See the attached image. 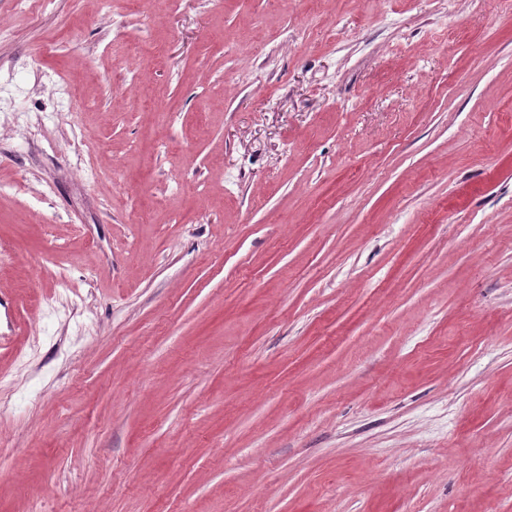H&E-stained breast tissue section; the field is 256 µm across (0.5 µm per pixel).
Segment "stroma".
<instances>
[{
	"instance_id": "1",
	"label": "stroma",
	"mask_w": 512,
	"mask_h": 512,
	"mask_svg": "<svg viewBox=\"0 0 512 512\" xmlns=\"http://www.w3.org/2000/svg\"><path fill=\"white\" fill-rule=\"evenodd\" d=\"M0 512H512V0H0Z\"/></svg>"
}]
</instances>
